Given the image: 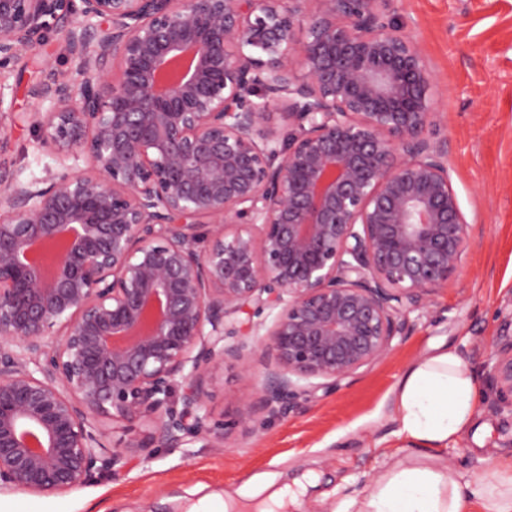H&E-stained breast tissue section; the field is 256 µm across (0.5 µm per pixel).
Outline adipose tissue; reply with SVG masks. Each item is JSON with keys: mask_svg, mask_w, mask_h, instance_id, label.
Returning <instances> with one entry per match:
<instances>
[{"mask_svg": "<svg viewBox=\"0 0 512 512\" xmlns=\"http://www.w3.org/2000/svg\"><path fill=\"white\" fill-rule=\"evenodd\" d=\"M479 409L471 367L454 348H437L409 364L394 392L401 431L418 452L396 461L357 503V512H512V475L472 489L442 457L450 440L467 433Z\"/></svg>", "mask_w": 512, "mask_h": 512, "instance_id": "ef3b65f1", "label": "adipose tissue"}]
</instances>
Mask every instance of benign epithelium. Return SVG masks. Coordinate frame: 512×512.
<instances>
[{
    "label": "benign epithelium",
    "mask_w": 512,
    "mask_h": 512,
    "mask_svg": "<svg viewBox=\"0 0 512 512\" xmlns=\"http://www.w3.org/2000/svg\"><path fill=\"white\" fill-rule=\"evenodd\" d=\"M393 2L0 0V68L61 36L72 67L46 65L32 127L85 161L23 181L0 160V489L222 448L226 362L264 360L237 422L285 416L460 272L471 224ZM490 360L478 379L512 401V335ZM143 418L111 444L106 421Z\"/></svg>",
    "instance_id": "1"
}]
</instances>
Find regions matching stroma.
I'll return each mask as SVG.
<instances>
[{"label":"stroma","instance_id":"35a3bbf8","mask_svg":"<svg viewBox=\"0 0 512 512\" xmlns=\"http://www.w3.org/2000/svg\"><path fill=\"white\" fill-rule=\"evenodd\" d=\"M401 23L417 37L437 81L434 110L448 139V165L472 243L462 269L412 312L394 350L333 391L316 389L298 410L234 427L224 447L198 441L134 460L129 472L96 477L63 495L0 493V512H187L204 497H267L308 473L317 481L290 512H356L363 497L413 443L400 435L394 388L404 367L434 347L458 349L482 374L490 351L512 333V0H399ZM68 66L61 40L48 34L38 54L0 69V136L21 179L43 178L52 160L30 116L40 107L30 90L44 62ZM263 369L225 363L210 381L214 420L235 416ZM444 459L463 481L512 472V408L483 388L476 426L450 441Z\"/></svg>","mask_w":512,"mask_h":512}]
</instances>
